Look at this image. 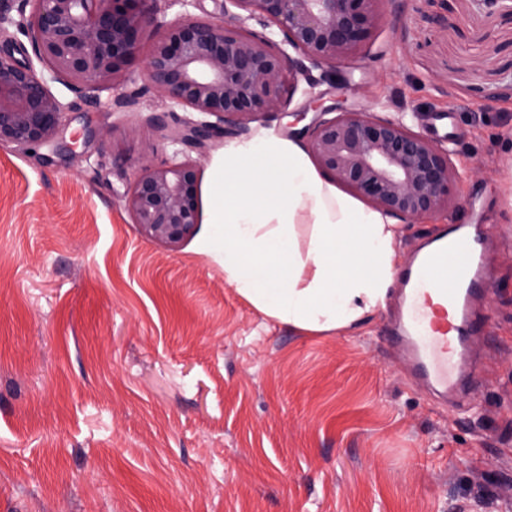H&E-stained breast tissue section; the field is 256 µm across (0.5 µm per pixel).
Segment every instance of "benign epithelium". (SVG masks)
Wrapping results in <instances>:
<instances>
[{"label": "benign epithelium", "instance_id": "benign-epithelium-1", "mask_svg": "<svg viewBox=\"0 0 512 512\" xmlns=\"http://www.w3.org/2000/svg\"><path fill=\"white\" fill-rule=\"evenodd\" d=\"M32 2L22 33L53 78L80 96L119 84L143 37L156 35L147 84L178 106L216 117L159 127L172 141L201 146L220 130L243 131L260 115L287 111L285 72L309 80L313 67L325 71L354 59L383 0H224L222 20L183 18L160 35L156 0ZM244 12L277 25L298 56L247 30ZM65 122L46 81L0 52V145L52 147ZM305 133L321 172L384 214L419 220L448 209L457 167L447 150L403 121L329 108ZM125 206L144 239L178 250L200 224L197 164L143 167Z\"/></svg>", "mask_w": 512, "mask_h": 512}]
</instances>
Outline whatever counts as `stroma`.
Here are the masks:
<instances>
[{
	"label": "stroma",
	"instance_id": "stroma-1",
	"mask_svg": "<svg viewBox=\"0 0 512 512\" xmlns=\"http://www.w3.org/2000/svg\"><path fill=\"white\" fill-rule=\"evenodd\" d=\"M165 26L221 20V0H157ZM143 42L116 88L78 98L42 162L0 145V512H512V13L479 0H383L359 56L289 83L287 113L204 146L164 138L174 106L144 79ZM425 132L459 179L446 213L399 222L410 257L441 224H486L476 381L457 401L414 383L392 305L311 336L237 294L190 238L143 239L125 207L142 167L227 144L300 140L311 99Z\"/></svg>",
	"mask_w": 512,
	"mask_h": 512
}]
</instances>
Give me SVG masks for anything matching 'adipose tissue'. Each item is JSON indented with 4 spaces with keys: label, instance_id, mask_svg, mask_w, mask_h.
<instances>
[{
    "label": "adipose tissue",
    "instance_id": "adipose-tissue-1",
    "mask_svg": "<svg viewBox=\"0 0 512 512\" xmlns=\"http://www.w3.org/2000/svg\"><path fill=\"white\" fill-rule=\"evenodd\" d=\"M209 183L211 229L199 250L266 317L319 334L355 330L384 308L396 224L339 195L300 144L231 143Z\"/></svg>",
    "mask_w": 512,
    "mask_h": 512
}]
</instances>
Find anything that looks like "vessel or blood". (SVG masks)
Listing matches in <instances>:
<instances>
[{
    "label": "vessel or blood",
    "instance_id": "obj_1",
    "mask_svg": "<svg viewBox=\"0 0 512 512\" xmlns=\"http://www.w3.org/2000/svg\"><path fill=\"white\" fill-rule=\"evenodd\" d=\"M486 266L482 233L451 224L402 274L407 294L393 342L434 389L457 392L468 382V342L481 329L471 305L486 291Z\"/></svg>",
    "mask_w": 512,
    "mask_h": 512
}]
</instances>
